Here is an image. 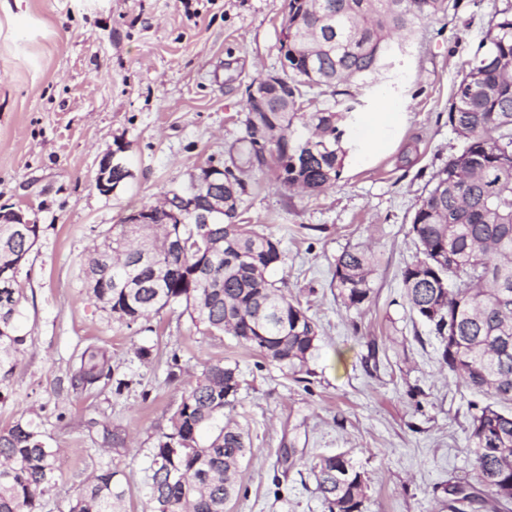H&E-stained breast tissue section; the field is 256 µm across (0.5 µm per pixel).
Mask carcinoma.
<instances>
[{
  "instance_id": "cac0c4a2",
  "label": "carcinoma",
  "mask_w": 512,
  "mask_h": 512,
  "mask_svg": "<svg viewBox=\"0 0 512 512\" xmlns=\"http://www.w3.org/2000/svg\"><path fill=\"white\" fill-rule=\"evenodd\" d=\"M449 0H288L287 70L277 81L288 97L268 112H248L238 140L241 166L268 167L287 190L318 191L342 172L338 123L354 106L298 112L300 87L330 89L382 69L394 34L418 20L446 14ZM448 123L464 140L432 179L409 229L419 258L401 271L409 306L440 340L448 369L495 403H469V449L476 484L448 494L487 512H512V4L495 13L487 37L454 91ZM244 183L224 168V218L113 226L112 239L87 262L90 289L102 308L130 328L163 309L184 307L212 335L228 334L269 362L303 371L318 340L317 324L288 297L271 272L283 262L280 240L237 220ZM32 225L16 237L0 224V384L13 373L27 342L22 261L39 238ZM144 252L145 260L131 259ZM376 258L365 247L336 260L334 282L347 308L371 300ZM104 351L80 355L76 379L92 387L111 377ZM238 367L203 369L150 449L145 468L150 512H224L238 494L237 478L250 452L244 430L224 417L238 401ZM223 422L215 434L205 429ZM329 512H360L367 485L343 454L322 456L312 468ZM57 452L40 426L19 419L0 429V512H36L55 486ZM119 472L87 478L70 512H121Z\"/></svg>"
}]
</instances>
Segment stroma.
Masks as SVG:
<instances>
[{"label":"stroma","instance_id":"obj_1","mask_svg":"<svg viewBox=\"0 0 512 512\" xmlns=\"http://www.w3.org/2000/svg\"><path fill=\"white\" fill-rule=\"evenodd\" d=\"M505 3L458 0L416 22L380 72L348 84L357 111L398 112L402 123L333 186L292 194L271 169L240 172L241 221L280 239L274 278L318 325L317 348L294 375L178 307L122 326L82 273L121 218L201 168L236 161L250 85L282 72L288 0H0V212L40 227L18 274L30 337L0 393V428L34 421L60 451L40 512H69L79 485L107 466L121 474L124 512H149V450L216 362L239 366L232 417L251 448L224 512H327L311 466L336 453L367 480L361 512H450L449 485L473 475L468 404L488 399L442 363L400 271L418 254L409 228L420 199L463 144L448 123L453 89ZM118 148L131 175L106 196L98 165ZM355 245L371 247L377 265L370 302L349 310L333 275ZM90 345L112 376L83 388L74 376ZM120 379L129 387L117 389Z\"/></svg>","mask_w":512,"mask_h":512}]
</instances>
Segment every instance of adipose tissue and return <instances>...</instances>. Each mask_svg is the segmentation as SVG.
Returning <instances> with one entry per match:
<instances>
[{
  "label": "adipose tissue",
  "mask_w": 512,
  "mask_h": 512,
  "mask_svg": "<svg viewBox=\"0 0 512 512\" xmlns=\"http://www.w3.org/2000/svg\"><path fill=\"white\" fill-rule=\"evenodd\" d=\"M399 120L396 112L350 113L341 125V146L346 160L360 163L388 147Z\"/></svg>",
  "instance_id": "adipose-tissue-1"
}]
</instances>
